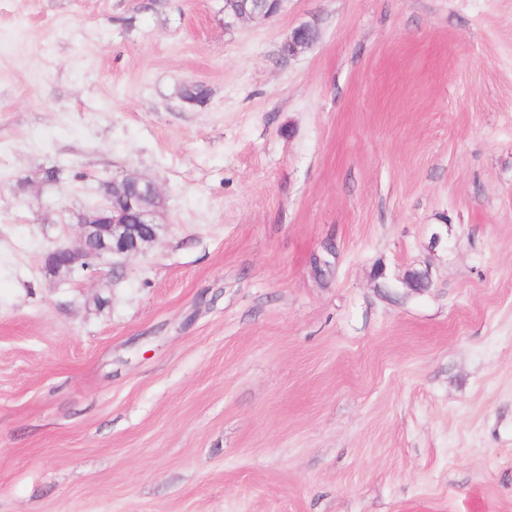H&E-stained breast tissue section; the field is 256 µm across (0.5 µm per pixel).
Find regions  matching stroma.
Returning <instances> with one entry per match:
<instances>
[{
  "instance_id": "obj_1",
  "label": "stroma",
  "mask_w": 512,
  "mask_h": 512,
  "mask_svg": "<svg viewBox=\"0 0 512 512\" xmlns=\"http://www.w3.org/2000/svg\"><path fill=\"white\" fill-rule=\"evenodd\" d=\"M145 3L0 0V512H512V0ZM230 1V2H229ZM240 0H227L224 3V25L231 27L240 22H262L275 16L280 8L283 0H259L267 4L266 7H253L250 10H230L228 3H234ZM141 183L160 198L161 193L151 180L112 177V196L103 192L100 204L87 212L84 223L79 224L77 247L58 245L47 254L46 261L59 260V273H74L90 269L104 255L131 257L142 252L146 244L156 240L161 225L136 189Z\"/></svg>"
}]
</instances>
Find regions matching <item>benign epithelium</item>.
I'll list each match as a JSON object with an SVG mask.
<instances>
[{"label": "benign epithelium", "mask_w": 512, "mask_h": 512, "mask_svg": "<svg viewBox=\"0 0 512 512\" xmlns=\"http://www.w3.org/2000/svg\"><path fill=\"white\" fill-rule=\"evenodd\" d=\"M263 2L265 7L249 10L224 7V26L268 20L279 12L283 0ZM310 30V26L301 25L288 33V55L295 56L313 45L311 41L296 39L298 34ZM141 183L149 186L155 197L161 196L156 185L148 179L134 176L112 178V193L102 194L100 204L89 210L84 223L80 224L78 245H58L47 254L46 260L57 261L56 268L60 272L74 273L90 269L104 255L131 257L142 252L145 245L156 240L160 225L136 190Z\"/></svg>", "instance_id": "benign-epithelium-1"}]
</instances>
